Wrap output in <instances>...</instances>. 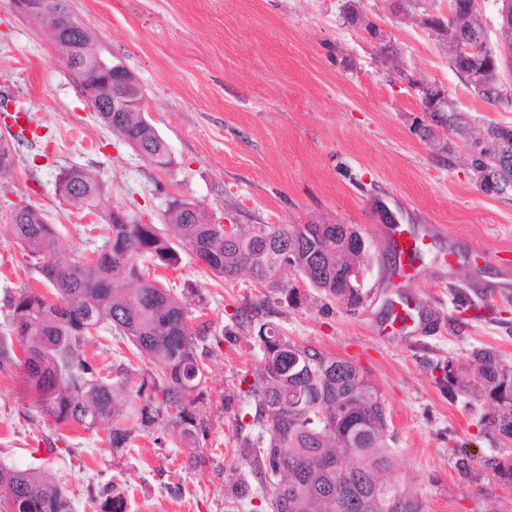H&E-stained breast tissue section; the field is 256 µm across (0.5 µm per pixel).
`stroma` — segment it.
<instances>
[{
  "instance_id": "35a3bbf8",
  "label": "stroma",
  "mask_w": 512,
  "mask_h": 512,
  "mask_svg": "<svg viewBox=\"0 0 512 512\" xmlns=\"http://www.w3.org/2000/svg\"><path fill=\"white\" fill-rule=\"evenodd\" d=\"M342 2L67 0L95 51L139 80L145 116L175 159L160 171L98 120L40 23L0 0V102L31 117L21 130L0 121L14 153L0 175V349L17 343L9 298L23 287L50 292L7 230L24 204L56 225L58 250L72 255L101 246L107 209L162 230L174 198L242 228L351 224L368 250L365 300L354 308L311 288L295 305L269 300L248 275L225 281L186 252L178 266L151 267L164 288L195 298L193 323L207 327L196 347L205 380L193 440L160 425L115 450L104 431L50 425L24 398L21 369L0 362V465L58 483L73 512H100L106 486L122 492L125 512H269L246 455L258 433L248 388L261 366L252 334L262 322L369 375L394 436L387 478L416 512H512V485L483 468L467 479L456 467L467 453L512 456V441L491 426L494 406L443 371L478 349L512 365V278L503 274L512 267V196L480 191L462 138L452 137L447 165L414 134L421 106L402 75L446 89L478 128L512 126V107L489 105L465 86L420 8L395 15L387 0H362L366 23L398 52L387 58L363 26L344 24ZM72 166L103 183L100 210L61 207L56 180ZM392 217L435 232L418 272L399 284L427 324L414 344L383 329L394 267L383 228ZM86 353L101 366H149L111 337L94 338ZM241 478L254 493L236 500Z\"/></svg>"
}]
</instances>
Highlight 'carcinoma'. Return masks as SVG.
Returning <instances> with one entry per match:
<instances>
[{"mask_svg": "<svg viewBox=\"0 0 512 512\" xmlns=\"http://www.w3.org/2000/svg\"><path fill=\"white\" fill-rule=\"evenodd\" d=\"M59 20L46 31L52 42L71 40L94 52L91 38L72 23L66 0H52ZM361 0H344L341 17L355 25L362 18ZM459 34L470 41H487L482 17L457 14ZM512 64V59L507 61ZM493 49L449 58V65L486 103L503 104L500 70L507 63ZM101 122L157 170L174 166L163 138L149 129L140 112H101ZM428 122L414 127L419 138L434 130L474 139L463 113L453 104L430 112ZM491 146L470 156L486 193L512 196V126L489 124L483 129ZM56 191L65 192L76 210L97 209L104 186L88 170H62ZM165 209L173 236L152 224H114L109 220L96 257L84 260L55 247L56 229L38 208L24 205L12 211L9 231L27 254L39 260L43 280L55 299L22 288L9 300V326L19 352L4 348L0 359L23 370V393L33 399L42 418L54 426L102 429L110 447L125 448L136 429L154 425L161 409L170 408L174 424L186 438L201 427L198 395L205 378L196 355V339L204 327L192 329L187 299L158 282L140 263L176 267L180 248L205 260L213 274L232 279L242 270L266 282L264 290L296 304L301 293L296 271L283 264L290 249L306 266L307 283L328 299L348 307L363 303L361 288H345L342 273L362 262L352 246L356 229L350 224H254L247 232L224 238V225L210 221L204 208ZM117 331L146 356L156 370L142 373L130 387L123 364L105 375L86 354L85 346L100 330ZM262 365L250 393L255 401L254 424L260 427L255 468L271 489L288 479L294 495L288 512H415V505L384 480L392 448L384 399L371 379L354 363L311 345L288 340L271 323L254 334ZM474 373L481 396L496 408L493 425L512 441V366L489 350L473 353L468 366L444 367L445 378ZM482 466L500 480L512 482V459L489 458ZM0 506L6 512H72L71 502L56 483L32 471L0 468ZM101 512H124L123 498L107 489Z\"/></svg>", "mask_w": 512, "mask_h": 512, "instance_id": "1", "label": "carcinoma"}]
</instances>
